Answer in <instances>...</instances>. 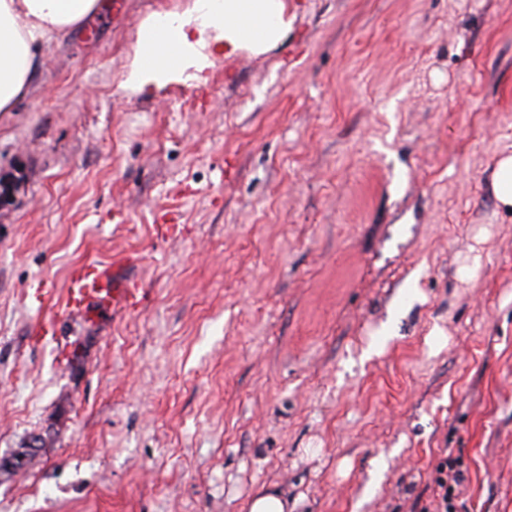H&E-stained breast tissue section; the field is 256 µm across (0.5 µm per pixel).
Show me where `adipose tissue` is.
Listing matches in <instances>:
<instances>
[{
  "instance_id": "adipose-tissue-1",
  "label": "adipose tissue",
  "mask_w": 512,
  "mask_h": 512,
  "mask_svg": "<svg viewBox=\"0 0 512 512\" xmlns=\"http://www.w3.org/2000/svg\"><path fill=\"white\" fill-rule=\"evenodd\" d=\"M104 7L103 0H0V113L15 111L29 93L43 48ZM288 26L285 0H194L183 13H155L138 29L121 87L140 92L186 71L206 81L216 54L265 52Z\"/></svg>"
}]
</instances>
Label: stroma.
<instances>
[{
	"mask_svg": "<svg viewBox=\"0 0 512 512\" xmlns=\"http://www.w3.org/2000/svg\"><path fill=\"white\" fill-rule=\"evenodd\" d=\"M189 2L121 0L0 114V458L42 441L0 512H433L448 455L454 512H512V0H288L272 49L120 90ZM120 249L141 305L59 315ZM493 189L498 202L512 208V156L501 158L493 175ZM460 467V460L450 455L443 458L436 466V475L433 480L437 501L436 512H453V501L458 494V487L464 480ZM288 499L277 490L262 489L248 503V512H288Z\"/></svg>",
	"mask_w": 512,
	"mask_h": 512,
	"instance_id": "35a3bbf8",
	"label": "stroma"
}]
</instances>
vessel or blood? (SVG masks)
<instances>
[{
	"label": "vessel or blood",
	"mask_w": 512,
	"mask_h": 512,
	"mask_svg": "<svg viewBox=\"0 0 512 512\" xmlns=\"http://www.w3.org/2000/svg\"><path fill=\"white\" fill-rule=\"evenodd\" d=\"M138 263L132 253L118 251L104 261L72 265L61 298L63 308L69 316L80 319L95 318L103 310H132L142 290L135 274Z\"/></svg>",
	"instance_id": "vessel-or-blood-1"
}]
</instances>
